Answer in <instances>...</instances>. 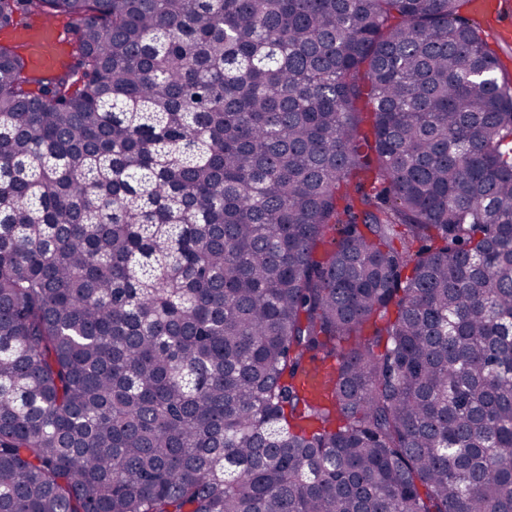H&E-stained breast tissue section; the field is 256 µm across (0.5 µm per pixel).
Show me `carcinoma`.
<instances>
[{
	"label": "carcinoma",
	"instance_id": "carcinoma-1",
	"mask_svg": "<svg viewBox=\"0 0 512 512\" xmlns=\"http://www.w3.org/2000/svg\"><path fill=\"white\" fill-rule=\"evenodd\" d=\"M467 2L0 0L78 21L51 73L0 44V512H512Z\"/></svg>",
	"mask_w": 512,
	"mask_h": 512
}]
</instances>
